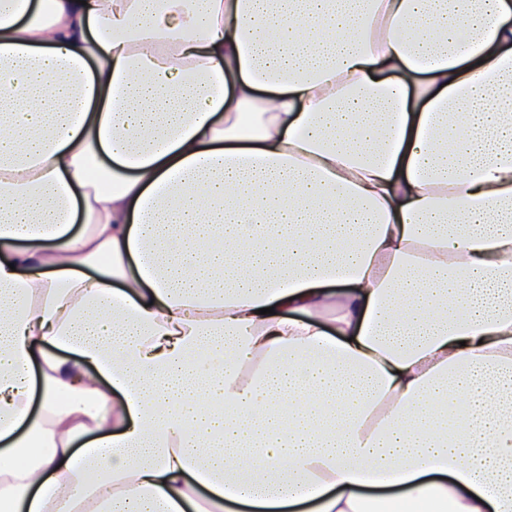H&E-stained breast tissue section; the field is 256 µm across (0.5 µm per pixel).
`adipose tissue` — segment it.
<instances>
[{
	"mask_svg": "<svg viewBox=\"0 0 512 512\" xmlns=\"http://www.w3.org/2000/svg\"><path fill=\"white\" fill-rule=\"evenodd\" d=\"M512 512V0H0V512Z\"/></svg>",
	"mask_w": 512,
	"mask_h": 512,
	"instance_id": "ef3b65f1",
	"label": "adipose tissue"
}]
</instances>
